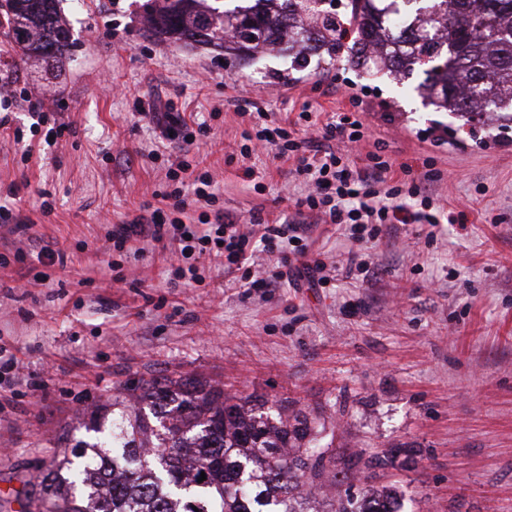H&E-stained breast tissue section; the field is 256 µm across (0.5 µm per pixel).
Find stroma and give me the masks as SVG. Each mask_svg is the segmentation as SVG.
Listing matches in <instances>:
<instances>
[{"instance_id": "stroma-1", "label": "stroma", "mask_w": 512, "mask_h": 512, "mask_svg": "<svg viewBox=\"0 0 512 512\" xmlns=\"http://www.w3.org/2000/svg\"><path fill=\"white\" fill-rule=\"evenodd\" d=\"M144 2L60 0L73 44L57 77L0 36V75L16 90L0 125V499L20 512L23 477L63 435L86 438L84 412L126 382L193 375L320 419L316 445L337 463L352 448L393 452L365 483L398 487L402 512H512V125L435 111L418 73L399 81L339 61L292 75L284 50L247 63L150 39ZM245 98L292 121L306 104L327 119L357 113V165L373 152L417 175L433 165L444 223L383 225L367 270L349 273L344 226L307 219L300 234L335 264L330 283L262 295L230 287L223 258L194 283L168 254L135 257V241L107 267V229L137 214L183 152L242 221L293 215L303 185L288 165L239 154L245 124L229 102ZM142 101L175 103L209 132L181 150L134 118ZM36 111L70 131L46 145L47 126L28 131ZM461 210L467 223L454 221ZM46 246L65 266L40 259Z\"/></svg>"}]
</instances>
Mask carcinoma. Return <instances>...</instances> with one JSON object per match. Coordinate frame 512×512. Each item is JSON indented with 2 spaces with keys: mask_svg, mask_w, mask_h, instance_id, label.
I'll use <instances>...</instances> for the list:
<instances>
[{
  "mask_svg": "<svg viewBox=\"0 0 512 512\" xmlns=\"http://www.w3.org/2000/svg\"><path fill=\"white\" fill-rule=\"evenodd\" d=\"M334 0H147L158 41L210 45L238 59L296 48L291 70L320 55L396 79L422 70L420 94L467 121L512 112V0H348L351 39ZM59 0H4L0 33L24 64L55 66L72 34ZM93 441L63 437L49 465L24 481V512H310L327 484L328 512H401L398 492L351 493L356 475L392 453L349 455L329 473L327 451L305 446L312 420L250 403L193 376L140 379L84 423ZM206 480L198 482L200 475Z\"/></svg>",
  "mask_w": 512,
  "mask_h": 512,
  "instance_id": "obj_1",
  "label": "carcinoma"
}]
</instances>
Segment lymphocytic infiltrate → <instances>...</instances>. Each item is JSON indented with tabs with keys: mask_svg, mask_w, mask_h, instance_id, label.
Segmentation results:
<instances>
[{
	"mask_svg": "<svg viewBox=\"0 0 512 512\" xmlns=\"http://www.w3.org/2000/svg\"><path fill=\"white\" fill-rule=\"evenodd\" d=\"M242 116H257L261 124L242 132V158H250L256 149L272 150L280 161H294L295 175L301 177L304 192L295 200L296 216H311L327 224L348 225L350 237L359 244L374 242L384 224H434L437 211L426 184L438 174L428 170L411 178L409 186L394 182L393 165L371 156L369 164L356 166L334 142L359 144L365 137L362 122L353 115H343L321 127L310 129L303 138L293 137L285 128L269 127V112L260 101H234ZM146 117L162 138L194 144L196 131L173 105L153 106ZM167 190L154 191L131 220L113 225L108 234L114 249H123L134 239L147 241L152 247L171 251L177 261L201 264L210 256H219L227 268L239 271L240 287L261 291L276 287L287 278L286 268L300 262L303 269L319 274L328 283L326 265L310 258L309 246L298 234L295 223L268 224L262 219L242 223L240 218L217 209L214 179L210 173L195 172L182 160L167 169ZM212 209V218L188 224L183 220L190 210ZM263 250L276 255L279 268L270 275L248 267L249 254Z\"/></svg>",
	"mask_w": 512,
	"mask_h": 512,
	"instance_id": "obj_1",
	"label": "lymphocytic infiltrate"
}]
</instances>
